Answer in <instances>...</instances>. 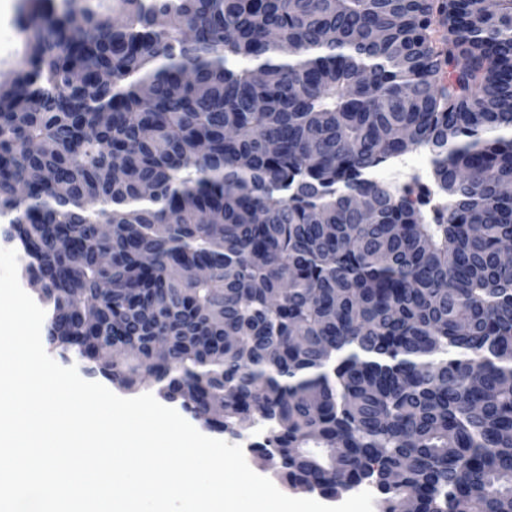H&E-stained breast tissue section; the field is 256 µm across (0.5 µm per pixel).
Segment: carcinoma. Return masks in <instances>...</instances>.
I'll list each match as a JSON object with an SVG mask.
<instances>
[{
	"label": "carcinoma",
	"mask_w": 512,
	"mask_h": 512,
	"mask_svg": "<svg viewBox=\"0 0 512 512\" xmlns=\"http://www.w3.org/2000/svg\"><path fill=\"white\" fill-rule=\"evenodd\" d=\"M32 2L0 219L46 344L272 424L295 491L512 512V0Z\"/></svg>",
	"instance_id": "carcinoma-1"
}]
</instances>
